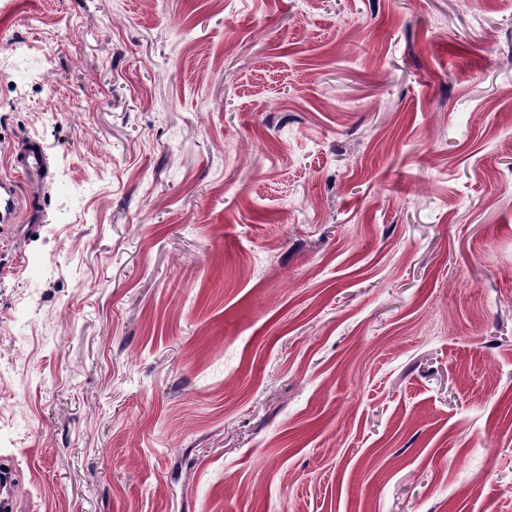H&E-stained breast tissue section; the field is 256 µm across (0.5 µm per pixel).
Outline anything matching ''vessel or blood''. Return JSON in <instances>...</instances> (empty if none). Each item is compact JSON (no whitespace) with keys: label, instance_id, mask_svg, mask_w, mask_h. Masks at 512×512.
I'll list each match as a JSON object with an SVG mask.
<instances>
[{"label":"vessel or blood","instance_id":"obj_1","mask_svg":"<svg viewBox=\"0 0 512 512\" xmlns=\"http://www.w3.org/2000/svg\"><path fill=\"white\" fill-rule=\"evenodd\" d=\"M9 166L12 176H0V224L37 220L36 200L48 175L47 159L38 141L26 139L14 149ZM12 466L0 464V512H14Z\"/></svg>","mask_w":512,"mask_h":512}]
</instances>
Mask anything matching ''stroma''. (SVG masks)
Instances as JSON below:
<instances>
[{"label":"stroma","mask_w":512,"mask_h":512,"mask_svg":"<svg viewBox=\"0 0 512 512\" xmlns=\"http://www.w3.org/2000/svg\"><path fill=\"white\" fill-rule=\"evenodd\" d=\"M16 512H512V0H0ZM9 166L22 179L0 176V224H18L26 217L28 222L38 220L36 200L48 175L47 159L38 141L26 139L12 152Z\"/></svg>","instance_id":"35a3bbf8"}]
</instances>
